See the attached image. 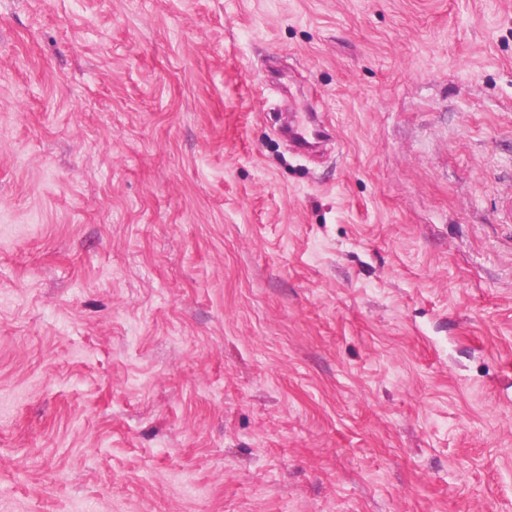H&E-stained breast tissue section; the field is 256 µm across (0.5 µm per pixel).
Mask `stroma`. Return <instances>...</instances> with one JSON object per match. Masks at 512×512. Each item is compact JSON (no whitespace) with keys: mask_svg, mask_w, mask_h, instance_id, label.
I'll use <instances>...</instances> for the list:
<instances>
[{"mask_svg":"<svg viewBox=\"0 0 512 512\" xmlns=\"http://www.w3.org/2000/svg\"><path fill=\"white\" fill-rule=\"evenodd\" d=\"M510 199L512 0H0V512H512Z\"/></svg>","mask_w":512,"mask_h":512,"instance_id":"stroma-1","label":"stroma"}]
</instances>
